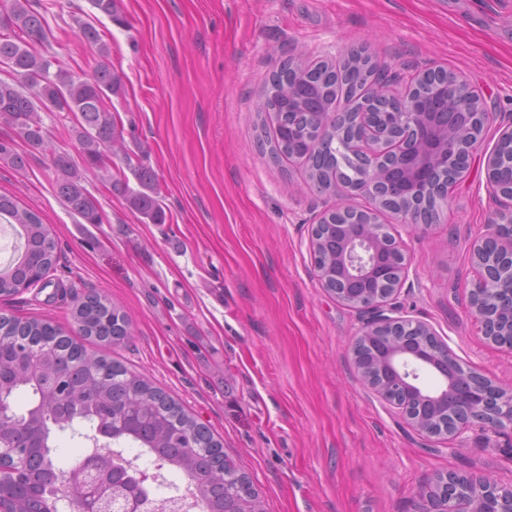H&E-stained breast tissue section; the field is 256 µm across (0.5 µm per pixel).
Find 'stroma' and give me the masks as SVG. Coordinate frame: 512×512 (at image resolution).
I'll return each mask as SVG.
<instances>
[{
  "label": "stroma",
  "mask_w": 512,
  "mask_h": 512,
  "mask_svg": "<svg viewBox=\"0 0 512 512\" xmlns=\"http://www.w3.org/2000/svg\"><path fill=\"white\" fill-rule=\"evenodd\" d=\"M39 3L49 51L74 75L100 61L82 25L101 31L122 79L117 130L154 173L166 221L90 172L105 218L80 230L47 160L16 142L27 165L0 160V194L40 214L58 260L46 285L0 297V314L73 335L77 304L105 296L132 329L108 354L209 429L262 512H417L419 486L446 471L512 486V434L422 436L360 380L349 348L364 316L322 288L309 250L332 200L303 163L261 146L273 130L265 90L290 58L339 62L362 46L389 74L440 66L478 88L484 142L439 223L388 221L410 261L395 309L512 389V354L486 342L468 297L473 245L497 207L484 154L512 124V0H122L121 25L88 0ZM40 116L80 161L75 119Z\"/></svg>",
  "instance_id": "35a3bbf8"
}]
</instances>
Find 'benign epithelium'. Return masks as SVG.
I'll use <instances>...</instances> for the list:
<instances>
[{"mask_svg":"<svg viewBox=\"0 0 512 512\" xmlns=\"http://www.w3.org/2000/svg\"><path fill=\"white\" fill-rule=\"evenodd\" d=\"M366 87L368 103L387 101V111L371 112L347 103L321 116L316 134L293 151L306 162L334 143H351L358 153L361 177L340 180L325 190L336 203L312 225L310 252L322 287L345 305L369 314L350 352L362 381L380 399L400 410L422 435L455 437L469 429L484 433L512 431V390L496 380L462 366L448 345L421 320L389 315L386 306L399 293L409 263L401 244L387 231L380 215L388 212L406 224L417 223L414 196H393L402 186H414L422 203L441 208V183L453 190L464 177L468 161L483 141L487 113L477 91L456 85L437 88L439 99L426 101L412 89L399 94ZM487 188L503 203L474 245L476 279L469 290V307L484 339L512 353V125L500 130L493 149L485 154ZM360 196L367 206L347 200ZM497 241L489 249L486 242ZM431 372L435 388L421 384ZM157 475L138 471L107 443L92 448L66 476L53 473L60 512H94L104 505L93 494L112 491L122 512H146L143 491ZM224 484V512H260L257 501L229 488L231 477L211 475ZM192 500L179 496L154 501L155 512H191L201 507L204 485L193 482ZM418 512H512V487L485 475L448 471L420 487ZM26 496L13 485H0V512H25Z\"/></svg>","mask_w":512,"mask_h":512,"instance_id":"1","label":"benign epithelium"}]
</instances>
